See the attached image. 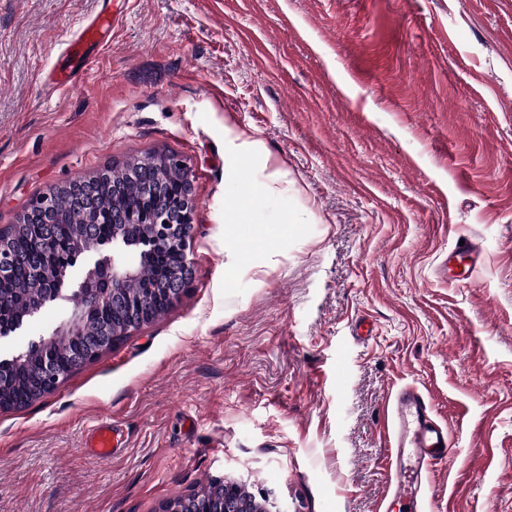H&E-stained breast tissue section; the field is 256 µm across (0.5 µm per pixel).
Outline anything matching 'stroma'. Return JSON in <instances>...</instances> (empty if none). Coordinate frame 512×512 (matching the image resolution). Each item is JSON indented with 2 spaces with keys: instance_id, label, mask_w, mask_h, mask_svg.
Wrapping results in <instances>:
<instances>
[{
  "instance_id": "stroma-1",
  "label": "stroma",
  "mask_w": 512,
  "mask_h": 512,
  "mask_svg": "<svg viewBox=\"0 0 512 512\" xmlns=\"http://www.w3.org/2000/svg\"><path fill=\"white\" fill-rule=\"evenodd\" d=\"M119 23L62 92L48 70ZM155 151L194 185V278L53 393L0 410V512H156L216 478L281 512H403L388 396L453 446L426 512H512V0H0V229L36 196ZM271 184L241 223L242 177ZM481 252L449 277L457 238ZM111 248L0 335L70 323ZM121 446H89L102 423Z\"/></svg>"
}]
</instances>
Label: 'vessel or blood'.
I'll return each mask as SVG.
<instances>
[{
	"label": "vessel or blood",
	"instance_id": "vessel-or-blood-1",
	"mask_svg": "<svg viewBox=\"0 0 512 512\" xmlns=\"http://www.w3.org/2000/svg\"><path fill=\"white\" fill-rule=\"evenodd\" d=\"M115 23L113 16L97 15L68 45L64 59L53 72L57 89L72 87L78 75L91 66L94 61L92 47L103 43ZM477 258L478 250L468 240L449 253L448 267L465 275L472 271ZM386 426L396 450L393 478L400 489L399 497L407 502L409 512H416L423 473L448 456V428L435 419L429 401L413 388L402 389L390 396Z\"/></svg>",
	"mask_w": 512,
	"mask_h": 512
}]
</instances>
